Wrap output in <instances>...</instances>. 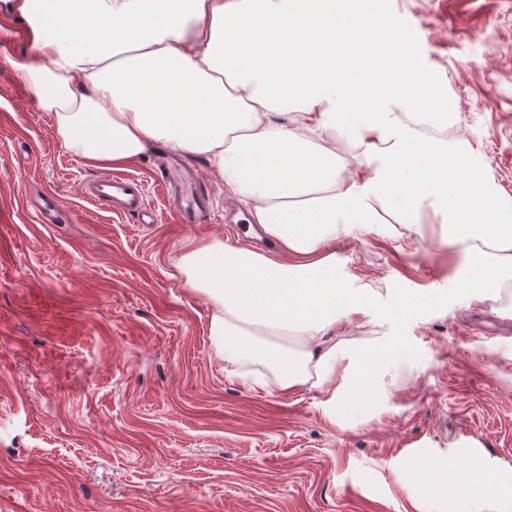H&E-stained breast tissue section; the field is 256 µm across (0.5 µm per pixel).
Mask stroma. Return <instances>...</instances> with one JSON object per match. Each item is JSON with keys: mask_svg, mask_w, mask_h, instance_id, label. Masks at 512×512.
<instances>
[{"mask_svg": "<svg viewBox=\"0 0 512 512\" xmlns=\"http://www.w3.org/2000/svg\"><path fill=\"white\" fill-rule=\"evenodd\" d=\"M422 67L441 85L452 138L483 159L512 205V0H387ZM0 50V512H471L448 491L424 497L417 455L476 462L512 483V279L494 297L456 295L455 247L423 225L342 234L326 245L371 305L337 332L397 337L372 410L330 420V390L281 393L230 375L211 348V307L184 283L188 242L260 249L246 205L202 159L206 224L177 223L146 155L158 223L81 192L100 176L66 149ZM56 192L61 220L40 223L30 196ZM441 300L395 316L400 297Z\"/></svg>", "mask_w": 512, "mask_h": 512, "instance_id": "obj_1", "label": "stroma"}]
</instances>
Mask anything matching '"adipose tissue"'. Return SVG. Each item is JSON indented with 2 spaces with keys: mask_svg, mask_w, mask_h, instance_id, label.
Wrapping results in <instances>:
<instances>
[{
  "mask_svg": "<svg viewBox=\"0 0 512 512\" xmlns=\"http://www.w3.org/2000/svg\"><path fill=\"white\" fill-rule=\"evenodd\" d=\"M31 53L16 68L64 145L97 167L164 146L205 157L282 256L193 241L178 267L211 304L231 375L283 393L352 372L328 416L378 398L401 347L337 334L370 304L324 246L342 232L420 224L428 202L459 246V295L512 278V210L468 143L422 133L435 82L383 0H20Z\"/></svg>",
  "mask_w": 512,
  "mask_h": 512,
  "instance_id": "1",
  "label": "adipose tissue"
}]
</instances>
